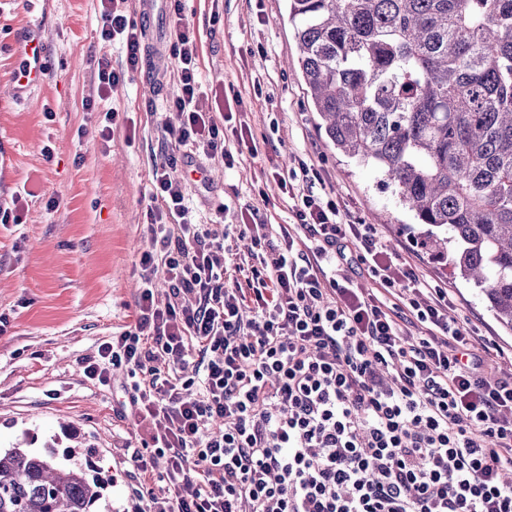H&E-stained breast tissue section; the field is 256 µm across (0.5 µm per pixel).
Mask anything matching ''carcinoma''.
Listing matches in <instances>:
<instances>
[{
	"label": "carcinoma",
	"instance_id": "1",
	"mask_svg": "<svg viewBox=\"0 0 512 512\" xmlns=\"http://www.w3.org/2000/svg\"><path fill=\"white\" fill-rule=\"evenodd\" d=\"M336 150L393 188L512 331V0H287ZM0 452V512H91L98 473Z\"/></svg>",
	"mask_w": 512,
	"mask_h": 512
}]
</instances>
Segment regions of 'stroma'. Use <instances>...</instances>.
<instances>
[{
    "label": "stroma",
    "mask_w": 512,
    "mask_h": 512,
    "mask_svg": "<svg viewBox=\"0 0 512 512\" xmlns=\"http://www.w3.org/2000/svg\"><path fill=\"white\" fill-rule=\"evenodd\" d=\"M154 2L140 28L141 66L107 101L118 116L105 142L99 113L84 103L98 97V61L118 69L125 53L99 36V0H0V205L28 194L21 223L0 224V449L21 442L36 454L75 450V462L91 460L106 483L94 512H133L125 453L143 449L151 427L126 406L124 369L115 370V385L103 386L85 377L82 362L134 322L141 257L151 246L152 171L169 156L187 188L189 221L217 232L254 210L262 224L294 223L292 202L272 174L292 177L304 159L319 173L316 194L348 220L375 225L394 262L416 265L430 285L447 288L449 317L498 350L488 376L512 372V334L478 291L453 278L446 258L426 252L392 189L320 130L294 64L286 0ZM176 10L198 38L205 92L242 101L257 152L234 167L164 136V126L180 122L169 108L180 93L170 26ZM34 22L52 67L33 98L19 103L9 87L10 45Z\"/></svg>",
    "instance_id": "stroma-1"
}]
</instances>
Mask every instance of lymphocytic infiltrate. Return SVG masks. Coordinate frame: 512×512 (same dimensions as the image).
<instances>
[{"mask_svg":"<svg viewBox=\"0 0 512 512\" xmlns=\"http://www.w3.org/2000/svg\"><path fill=\"white\" fill-rule=\"evenodd\" d=\"M100 2L102 41L126 52L124 69L99 64L104 101L137 70L141 42L125 0ZM174 32L182 121L169 134L233 165L251 129L206 106L196 37L180 22ZM174 165H155L148 213L171 297L156 304L145 254L134 325L84 361L102 385L125 369L131 411L153 429L150 452L127 460L170 488L151 495L152 512H512V379L485 378L447 289L394 264L374 225L279 175L296 227L256 236L237 225L255 264L246 287H227L245 268L231 244L185 223ZM350 248L374 291L351 277Z\"/></svg>","mask_w":512,"mask_h":512,"instance_id":"lymphocytic-infiltrate-1","label":"lymphocytic infiltrate"}]
</instances>
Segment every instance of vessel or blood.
Segmentation results:
<instances>
[{
	"mask_svg": "<svg viewBox=\"0 0 512 512\" xmlns=\"http://www.w3.org/2000/svg\"><path fill=\"white\" fill-rule=\"evenodd\" d=\"M11 55V94L16 101L23 102L41 85L49 70L40 29L29 25L18 32L11 45Z\"/></svg>",
	"mask_w": 512,
	"mask_h": 512,
	"instance_id": "1",
	"label": "vessel or blood"
}]
</instances>
